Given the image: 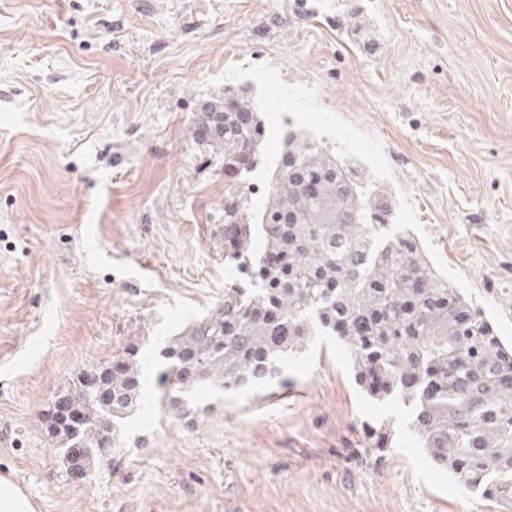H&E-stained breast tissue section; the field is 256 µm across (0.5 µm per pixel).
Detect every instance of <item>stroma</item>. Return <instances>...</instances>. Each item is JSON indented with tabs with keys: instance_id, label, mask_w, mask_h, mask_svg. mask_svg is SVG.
Masks as SVG:
<instances>
[{
	"instance_id": "stroma-1",
	"label": "stroma",
	"mask_w": 512,
	"mask_h": 512,
	"mask_svg": "<svg viewBox=\"0 0 512 512\" xmlns=\"http://www.w3.org/2000/svg\"><path fill=\"white\" fill-rule=\"evenodd\" d=\"M250 86L391 193L394 231L512 342V0H0V474L37 512H499L435 469L398 404L371 403L335 337L287 388L147 394L110 470L64 469L39 434L77 372L224 297V157L199 104ZM390 420L385 459L353 448Z\"/></svg>"
}]
</instances>
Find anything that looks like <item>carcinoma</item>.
<instances>
[{
  "label": "carcinoma",
  "instance_id": "cac0c4a2",
  "mask_svg": "<svg viewBox=\"0 0 512 512\" xmlns=\"http://www.w3.org/2000/svg\"><path fill=\"white\" fill-rule=\"evenodd\" d=\"M265 113L243 87L231 106L203 103L195 137L258 166ZM246 180L224 188V299L164 340L155 389L195 423L204 392L285 386L289 360L316 337H336L355 384L373 402L397 400L431 464L512 512V342L440 276L414 234H390L384 190L304 131L286 132L259 205L243 209ZM148 387L140 349L73 375L50 404L42 438L85 478L120 449ZM388 421L360 446L392 447Z\"/></svg>",
  "mask_w": 512,
  "mask_h": 512
}]
</instances>
